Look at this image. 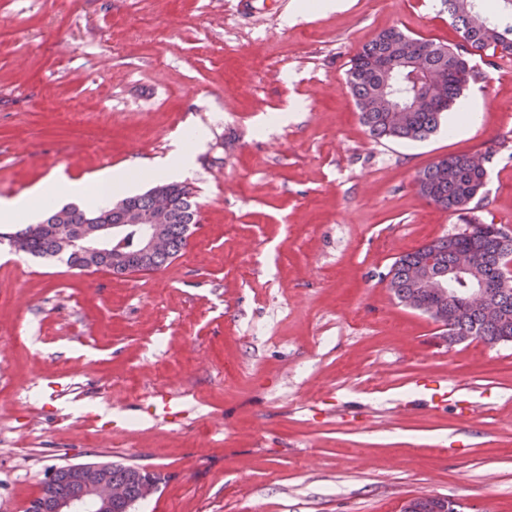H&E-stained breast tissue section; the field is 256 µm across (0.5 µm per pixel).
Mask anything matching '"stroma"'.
Returning <instances> with one entry per match:
<instances>
[{
    "label": "stroma",
    "mask_w": 512,
    "mask_h": 512,
    "mask_svg": "<svg viewBox=\"0 0 512 512\" xmlns=\"http://www.w3.org/2000/svg\"><path fill=\"white\" fill-rule=\"evenodd\" d=\"M390 28L461 41L445 0H0V198L207 132L183 180L201 227L168 267L117 277L0 241V512L96 461L160 475L129 512H512V342H448L386 286L464 229L417 191L438 157L484 156L470 206L512 225V57L474 56L461 135L377 140L346 73ZM420 376L468 384L470 410ZM168 393L190 410L163 422Z\"/></svg>",
    "instance_id": "1"
}]
</instances>
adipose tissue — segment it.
<instances>
[{"label":"adipose tissue","mask_w":512,"mask_h":512,"mask_svg":"<svg viewBox=\"0 0 512 512\" xmlns=\"http://www.w3.org/2000/svg\"><path fill=\"white\" fill-rule=\"evenodd\" d=\"M204 137L205 132L200 128L185 132L175 148L154 164V173L168 179L188 176L195 163L193 147L202 142ZM132 186L130 174L124 171H105L99 174L91 185L62 175L57 176L38 186L32 196L0 198V224H16L31 219L35 209L52 207L68 201L85 200L93 206L102 207L111 202L114 194L126 191Z\"/></svg>","instance_id":"ef3b65f1"}]
</instances>
